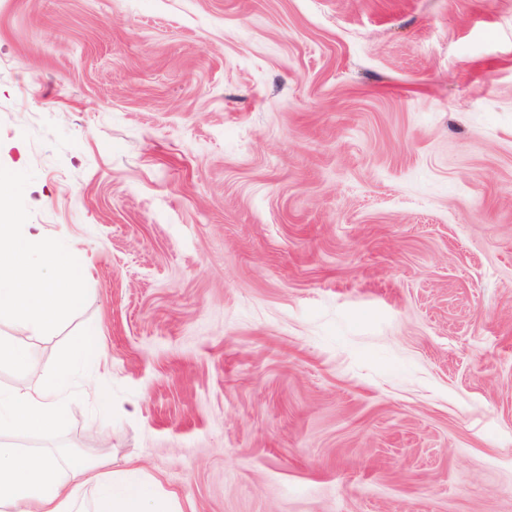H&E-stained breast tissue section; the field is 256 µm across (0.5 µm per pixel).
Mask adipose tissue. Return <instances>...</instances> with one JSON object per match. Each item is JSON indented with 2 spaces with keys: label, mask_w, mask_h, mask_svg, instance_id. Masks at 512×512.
<instances>
[{
  "label": "adipose tissue",
  "mask_w": 512,
  "mask_h": 512,
  "mask_svg": "<svg viewBox=\"0 0 512 512\" xmlns=\"http://www.w3.org/2000/svg\"><path fill=\"white\" fill-rule=\"evenodd\" d=\"M16 220L11 182L0 176V313L41 326L77 303L78 262L39 234H17ZM101 356L96 333L87 331L60 353L53 381L33 384L28 377L36 363L28 337L0 340V365L21 375L15 385L0 389V512H182L178 497L161 490L133 462L105 471L56 449L16 443V435L45 434L66 422L64 393L73 364ZM88 486L93 497L86 506L81 493Z\"/></svg>",
  "instance_id": "1"
}]
</instances>
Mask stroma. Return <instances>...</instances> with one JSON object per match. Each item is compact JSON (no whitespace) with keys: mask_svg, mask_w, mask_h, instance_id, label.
I'll list each match as a JSON object with an SVG mask.
<instances>
[{"mask_svg":"<svg viewBox=\"0 0 512 512\" xmlns=\"http://www.w3.org/2000/svg\"><path fill=\"white\" fill-rule=\"evenodd\" d=\"M0 174L82 288L0 337L104 350L22 447L183 512H512V0H0Z\"/></svg>","mask_w":512,"mask_h":512,"instance_id":"obj_1","label":"stroma"}]
</instances>
